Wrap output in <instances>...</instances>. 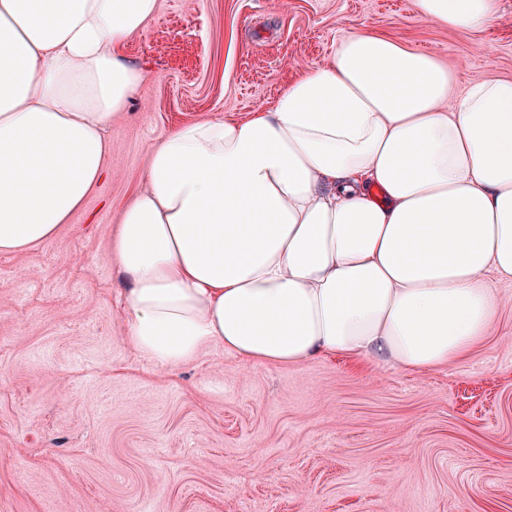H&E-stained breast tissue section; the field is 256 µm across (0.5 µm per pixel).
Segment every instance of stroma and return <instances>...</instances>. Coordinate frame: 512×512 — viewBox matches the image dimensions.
<instances>
[{
    "mask_svg": "<svg viewBox=\"0 0 512 512\" xmlns=\"http://www.w3.org/2000/svg\"><path fill=\"white\" fill-rule=\"evenodd\" d=\"M499 2L468 32L414 0H160L124 48L146 77L104 179L52 240L0 252V512H512V284L487 342L430 372L217 347L164 370L129 343L110 256L171 128L272 106L356 31L433 56L459 92L512 78Z\"/></svg>",
    "mask_w": 512,
    "mask_h": 512,
    "instance_id": "stroma-1",
    "label": "stroma"
}]
</instances>
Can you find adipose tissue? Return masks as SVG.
Here are the masks:
<instances>
[{
	"label": "adipose tissue",
	"instance_id": "adipose-tissue-1",
	"mask_svg": "<svg viewBox=\"0 0 512 512\" xmlns=\"http://www.w3.org/2000/svg\"><path fill=\"white\" fill-rule=\"evenodd\" d=\"M496 7L415 0L471 31ZM158 8L0 0V252L52 239L102 180L145 79L123 48ZM451 84L358 32L273 107L161 137L111 239L135 351L169 370L219 347L248 367L339 353L426 372L484 343L512 283V79Z\"/></svg>",
	"mask_w": 512,
	"mask_h": 512
}]
</instances>
